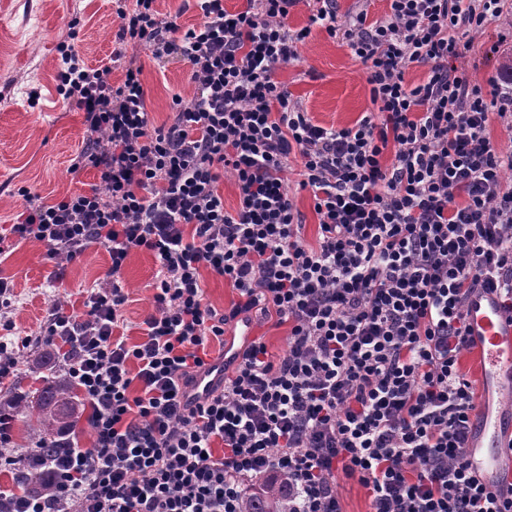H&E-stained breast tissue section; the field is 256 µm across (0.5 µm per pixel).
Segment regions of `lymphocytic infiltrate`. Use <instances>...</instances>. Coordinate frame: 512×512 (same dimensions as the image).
<instances>
[{
	"label": "lymphocytic infiltrate",
	"instance_id": "f902f5d3",
	"mask_svg": "<svg viewBox=\"0 0 512 512\" xmlns=\"http://www.w3.org/2000/svg\"><path fill=\"white\" fill-rule=\"evenodd\" d=\"M155 2L116 11L120 83L60 49L57 92L87 133L70 172L98 182L51 202L22 190L0 232V257L38 242L60 275L94 243L111 260L83 312L55 301L34 336L17 331L0 276V384L18 376V352L56 346L93 437L19 448L0 416V472L23 480L0 485V512H241L278 476L288 512H343L341 476L366 489L369 512H512L511 479L490 490L470 471L475 392L461 366L473 294L495 292L512 316V153L489 133L494 117L512 129V85H477L456 65L512 0H389L373 21L313 0L301 28L288 23L298 0H195L187 28ZM316 26L366 69L373 109L354 126L314 123L275 78ZM129 42L188 64L195 93L173 96L170 121L154 124ZM413 66L428 69L415 86ZM298 190L318 217L312 246ZM136 250L158 275L130 344L120 278ZM206 269L235 292L224 309L206 301ZM255 318L287 325V352L247 341L208 399L186 400L226 325Z\"/></svg>",
	"mask_w": 512,
	"mask_h": 512
}]
</instances>
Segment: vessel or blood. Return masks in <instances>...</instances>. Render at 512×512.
Returning a JSON list of instances; mask_svg holds the SVG:
<instances>
[{
	"instance_id": "b4317fda",
	"label": "vessel or blood",
	"mask_w": 512,
	"mask_h": 512,
	"mask_svg": "<svg viewBox=\"0 0 512 512\" xmlns=\"http://www.w3.org/2000/svg\"><path fill=\"white\" fill-rule=\"evenodd\" d=\"M468 343L479 366L484 390L503 393L512 390V316L501 309L496 296L479 292L468 306ZM224 376V362L209 361L191 388L198 397H206L213 384ZM481 419L467 448L470 469L482 484L497 485L503 453L512 442V424L507 419L481 409Z\"/></svg>"
}]
</instances>
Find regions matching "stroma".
Returning a JSON list of instances; mask_svg holds the SVG:
<instances>
[{
    "mask_svg": "<svg viewBox=\"0 0 512 512\" xmlns=\"http://www.w3.org/2000/svg\"><path fill=\"white\" fill-rule=\"evenodd\" d=\"M118 29L114 0H0V225L13 223L21 211L24 201L19 188L51 201L96 183L94 169H85L76 179L69 173L86 133L82 112L57 93V46L73 40L88 67L111 65V78L117 83L123 71L111 58ZM128 51L143 69L154 121L163 123L170 116L173 94L187 100L194 94L189 67L177 59H155L139 45L129 46ZM511 54L512 15L507 14L475 37L458 65L484 86ZM276 77L325 127L353 126L372 108L362 64L347 46L318 28L302 48L300 62L279 69ZM109 266L106 248L94 244L55 282L51 279L54 265L46 260L43 245H19L0 259V274L14 281L17 329L37 334L45 309L58 298L82 310L88 290L96 287ZM155 272L154 257L136 251L121 273L130 293L123 310V332L130 341L139 339V325L154 307Z\"/></svg>",
    "mask_w": 512,
    "mask_h": 512,
    "instance_id": "obj_1",
    "label": "stroma"
}]
</instances>
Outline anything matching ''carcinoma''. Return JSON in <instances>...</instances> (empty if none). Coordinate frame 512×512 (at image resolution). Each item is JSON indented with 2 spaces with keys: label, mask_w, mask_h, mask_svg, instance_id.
Segmentation results:
<instances>
[{
  "label": "carcinoma",
  "mask_w": 512,
  "mask_h": 512,
  "mask_svg": "<svg viewBox=\"0 0 512 512\" xmlns=\"http://www.w3.org/2000/svg\"><path fill=\"white\" fill-rule=\"evenodd\" d=\"M74 387L63 376L46 381L37 394V423L30 430V441H52L69 426ZM288 483L279 479L262 485L244 498V512H286Z\"/></svg>",
  "instance_id": "obj_1"
}]
</instances>
